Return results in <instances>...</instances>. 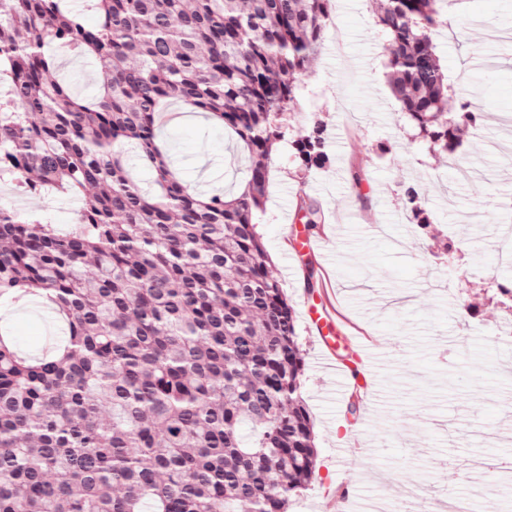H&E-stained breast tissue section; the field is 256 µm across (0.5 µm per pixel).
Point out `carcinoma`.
Here are the masks:
<instances>
[{"instance_id": "obj_1", "label": "carcinoma", "mask_w": 512, "mask_h": 512, "mask_svg": "<svg viewBox=\"0 0 512 512\" xmlns=\"http://www.w3.org/2000/svg\"><path fill=\"white\" fill-rule=\"evenodd\" d=\"M0 0V178L79 198L76 224L0 206V298L65 322L56 358L0 336V512H288L315 482L298 316L256 223L274 145L320 53L332 0ZM443 0H376L390 89L415 136L452 154L476 112L447 110L433 34ZM92 56L76 95L49 47ZM224 125L250 158L231 198H203L158 141L167 103ZM154 174L145 192L125 147ZM316 121L294 140L328 161ZM405 210L425 229L420 188ZM297 219L321 223L302 202Z\"/></svg>"}]
</instances>
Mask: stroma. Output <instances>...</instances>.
Returning <instances> with one entry per match:
<instances>
[{
	"instance_id": "1",
	"label": "stroma",
	"mask_w": 512,
	"mask_h": 512,
	"mask_svg": "<svg viewBox=\"0 0 512 512\" xmlns=\"http://www.w3.org/2000/svg\"><path fill=\"white\" fill-rule=\"evenodd\" d=\"M342 41L327 38L286 116L276 143L258 230L295 307L307 286L326 298L350 331L371 337L380 391L364 431L347 405L364 400L314 361L318 337L300 323L303 397L314 423L321 483L289 512L390 508L425 485L436 502L467 499L471 512H512V328L494 299L504 267L496 259L500 225H512V0H448L447 24L434 37L454 90L453 112L479 113L464 128L454 170L445 155L416 141L389 87L390 44L375 24V0H333ZM60 74L80 96L98 92L92 57L53 47ZM160 138L183 178L205 193L236 191L245 166L234 137L204 114L169 104ZM329 135L325 166L300 165L291 146L310 121ZM417 183L429 230L400 202ZM325 220L313 229L340 256L328 266L299 246L293 221L300 198ZM25 211L73 224L78 198L49 192L23 198ZM451 240V250L441 241ZM11 334L38 354L61 325L41 307L0 302Z\"/></svg>"
}]
</instances>
